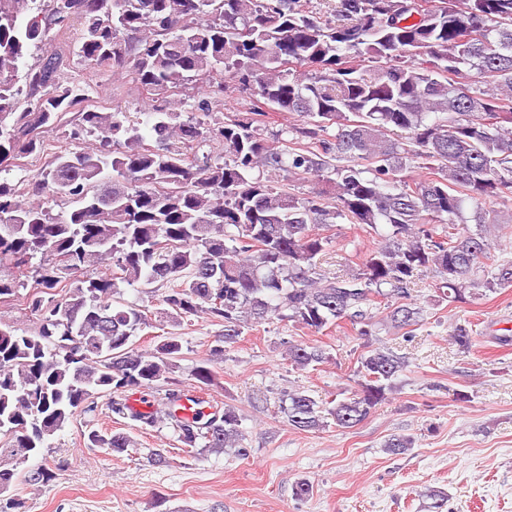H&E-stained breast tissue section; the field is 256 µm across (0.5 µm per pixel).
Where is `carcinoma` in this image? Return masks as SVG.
<instances>
[{"label":"carcinoma","mask_w":512,"mask_h":512,"mask_svg":"<svg viewBox=\"0 0 512 512\" xmlns=\"http://www.w3.org/2000/svg\"><path fill=\"white\" fill-rule=\"evenodd\" d=\"M31 2L0 0V172L23 169L49 131L98 146L60 151L15 184L0 180V261L12 265L0 274V303L24 300L37 320L34 331L0 323V455L12 460L0 495L20 479L51 481L45 465L26 463L101 393L134 421L171 420L189 452L247 455L230 406L204 422L180 418L170 389L163 414L129 410L128 391L171 382L182 346L174 331L154 353L133 346L150 323L114 298L122 285L167 286L176 327L199 313L224 324L211 352L219 359L244 329L275 317L314 332L348 322L369 337L384 305L392 327L415 326L421 312L404 299L423 270L438 273L450 302L512 288V259L485 267L504 228L492 203L512 200V0H336L331 19L311 0H43L35 11ZM74 20L86 66L128 71L152 95L155 144L129 113L91 109L84 87L63 85L53 53L16 87L30 47ZM303 65L311 73L287 77ZM219 71L252 85L249 116L221 120L199 101L184 120L170 108V90ZM271 112L303 118L289 127L298 138L262 137ZM214 142L222 163L204 150ZM308 175L325 179L333 203L323 191H292ZM22 183L36 201L21 203ZM60 198L71 207L55 214ZM467 202L473 229L462 224ZM339 219L381 243L361 269L332 276L322 261ZM325 360L320 346H288L298 369ZM407 366L369 349L351 396L320 403L293 390L281 413L301 431L330 420L352 428ZM191 377L199 388L216 379L206 362ZM89 441L119 454L132 444L123 432ZM413 445L399 435L384 448L402 455Z\"/></svg>","instance_id":"cac0c4a2"}]
</instances>
